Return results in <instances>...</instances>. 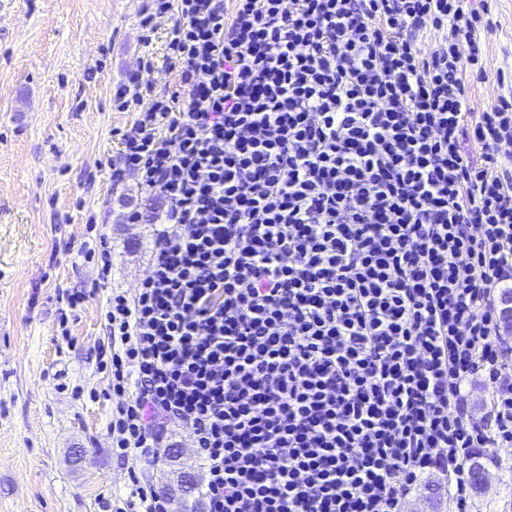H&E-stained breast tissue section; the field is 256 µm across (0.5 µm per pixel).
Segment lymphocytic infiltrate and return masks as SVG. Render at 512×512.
<instances>
[{"label":"lymphocytic infiltrate","mask_w":512,"mask_h":512,"mask_svg":"<svg viewBox=\"0 0 512 512\" xmlns=\"http://www.w3.org/2000/svg\"><path fill=\"white\" fill-rule=\"evenodd\" d=\"M489 0H154L179 91L138 106L112 177L165 202L149 273L105 310L107 433L146 467L178 420L207 512H403L512 447V96L473 111ZM438 40L422 52L417 40ZM469 45L461 55L460 42ZM481 150L465 151L463 139ZM492 388L488 421L466 385ZM116 512H169L129 474Z\"/></svg>","instance_id":"obj_1"}]
</instances>
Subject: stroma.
<instances>
[{"label":"stroma","mask_w":512,"mask_h":512,"mask_svg":"<svg viewBox=\"0 0 512 512\" xmlns=\"http://www.w3.org/2000/svg\"><path fill=\"white\" fill-rule=\"evenodd\" d=\"M151 0H0V512H113L128 494L129 462L107 435L115 406L98 347L106 339L111 291L133 294L154 250L160 196L133 176L114 183L120 112L113 92L144 52L153 94L178 89L167 67L159 19L144 32ZM487 77L466 86L475 111L501 94L498 71L512 73V0H493L479 30ZM139 223H126L128 213ZM106 235L112 278L100 282L79 248ZM88 294L69 315L66 293ZM167 452L148 477L154 488L181 473L203 480L191 439L170 424ZM488 483L468 489L467 512H512V447L490 449ZM405 512H456L439 475L406 500Z\"/></svg>","instance_id":"stroma-1"}]
</instances>
